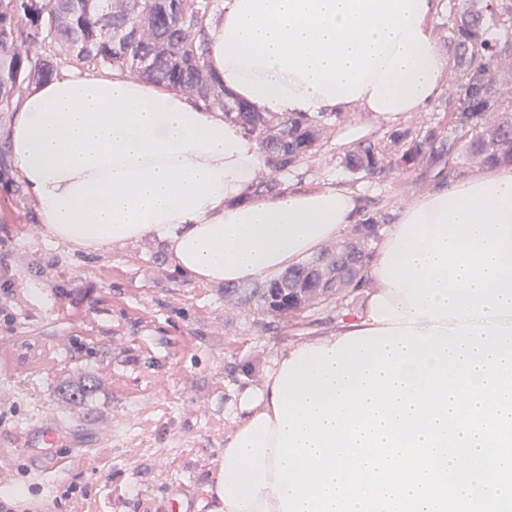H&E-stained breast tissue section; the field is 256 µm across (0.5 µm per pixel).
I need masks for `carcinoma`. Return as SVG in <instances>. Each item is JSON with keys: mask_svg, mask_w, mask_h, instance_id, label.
Listing matches in <instances>:
<instances>
[{"mask_svg": "<svg viewBox=\"0 0 512 512\" xmlns=\"http://www.w3.org/2000/svg\"><path fill=\"white\" fill-rule=\"evenodd\" d=\"M219 0H0V112L13 111L24 87L52 77L56 54L80 66L126 69L151 82L203 99L224 111L253 138L267 162L286 172L319 145L326 133L323 117L280 116L259 112L224 95L208 73L204 59L205 27ZM459 10L448 30V46L458 63V88L463 99L452 113L446 133L431 127L416 135L403 129L389 136L403 146L391 153L388 165L426 169L448 166L456 173L459 158L483 165L512 162V108L496 97L500 68L512 64V45L487 37L496 25L512 29V0H457ZM44 52L33 54L30 46ZM502 111L491 119L485 111ZM388 146L362 143L346 164L357 174L384 171ZM7 146L0 147V171L6 189L19 195L23 185L9 177ZM387 215L373 214L349 228L333 248L288 271L248 287L224 288V295L253 303L262 311L297 315L344 297L367 284L371 243L379 238ZM95 392L91 376L63 383L60 398L80 405Z\"/></svg>", "mask_w": 512, "mask_h": 512, "instance_id": "obj_1", "label": "carcinoma"}]
</instances>
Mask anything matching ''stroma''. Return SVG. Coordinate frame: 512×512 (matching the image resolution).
Segmentation results:
<instances>
[{"mask_svg": "<svg viewBox=\"0 0 512 512\" xmlns=\"http://www.w3.org/2000/svg\"><path fill=\"white\" fill-rule=\"evenodd\" d=\"M348 125L363 126L367 142L392 132L371 113L342 114L280 181L349 187L358 222L397 214L439 184L413 170L356 178L340 139ZM0 258L15 294L0 316V495L52 512H170L175 500L208 512L241 394L288 345L330 332L366 299L358 290L296 318L263 313L179 272L159 241L98 252L55 241L27 198L1 188ZM85 372L97 389L75 409L57 388ZM48 432L54 445L42 442Z\"/></svg>", "mask_w": 512, "mask_h": 512, "instance_id": "35a3bbf8", "label": "stroma"}]
</instances>
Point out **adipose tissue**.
<instances>
[{
  "label": "adipose tissue",
  "mask_w": 512,
  "mask_h": 512,
  "mask_svg": "<svg viewBox=\"0 0 512 512\" xmlns=\"http://www.w3.org/2000/svg\"><path fill=\"white\" fill-rule=\"evenodd\" d=\"M437 0H224L208 23V72L232 99L279 114L412 118L438 97L448 60ZM15 172L50 235L86 250L149 236L208 284L284 270L341 236L344 186L258 197L265 158L222 111L117 71H70L23 95L8 131ZM364 312L282 351L246 390L224 436L216 512H283L272 490L273 400L286 361L347 334L512 326V165L438 185L404 206L368 266Z\"/></svg>",
  "instance_id": "ef3b65f1"
}]
</instances>
